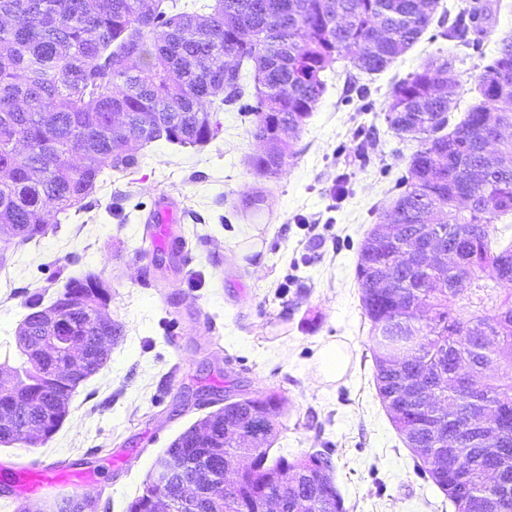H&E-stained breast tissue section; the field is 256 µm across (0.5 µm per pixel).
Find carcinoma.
<instances>
[{
    "mask_svg": "<svg viewBox=\"0 0 512 512\" xmlns=\"http://www.w3.org/2000/svg\"><path fill=\"white\" fill-rule=\"evenodd\" d=\"M170 12L142 0H0V267L4 251L46 234L44 211L65 213L112 170L139 164L138 151L113 152L110 114L147 125L142 143L200 146L218 133L215 114L242 96L240 65L254 64L251 135L263 146L254 167L283 171L296 136L322 99L332 63L379 73L428 29L438 0H168ZM484 6L474 3L442 33L484 55ZM481 99L447 133L463 88L452 62L432 61L390 94L387 126L418 142L397 194L362 243L357 281L370 322L375 381L382 403L420 470L456 512H512V242L493 221L512 214V38L478 78ZM110 293L92 273L70 278L53 306L73 323L86 355L100 367L97 337L117 341L123 327L100 324ZM41 301L15 336L13 370L22 394L41 405L0 399V439L17 428L46 429L67 415L50 380L67 362L34 355L44 335ZM276 392L224 406L204 417L210 442L190 427L157 460L171 457L198 481H218L224 464L252 458L244 484L214 500L187 504L178 483L171 512H264L283 482L281 512H345L322 453L268 463V449L239 439L250 415L282 423ZM155 489L127 512H152ZM57 512H97L83 496L57 500Z\"/></svg>",
    "mask_w": 512,
    "mask_h": 512,
    "instance_id": "1",
    "label": "carcinoma"
}]
</instances>
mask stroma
<instances>
[{"label":"stroma","mask_w":512,"mask_h":512,"mask_svg":"<svg viewBox=\"0 0 512 512\" xmlns=\"http://www.w3.org/2000/svg\"><path fill=\"white\" fill-rule=\"evenodd\" d=\"M472 2L439 0L428 30L381 73L334 63L281 175L253 169L261 146L238 104L228 103L207 144L148 143L140 168L99 184L69 215L48 212L47 234L0 269V356L31 296L51 305L69 278L88 273L111 293L107 311L123 334L77 387L46 444L0 445V480L47 457L99 472L86 488L98 512H126L156 458L223 407L225 391H275L285 429L270 458L330 457L346 512H456L420 471L378 396L355 272L359 248L417 148L383 120L394 86L431 59L449 58L463 84L451 123L480 99L485 59L439 36ZM370 127L380 142L363 162L354 149ZM257 191L261 208L246 207ZM162 195L182 203L183 241L136 250ZM331 341L346 344L352 362L343 377L321 384L315 365Z\"/></svg>","instance_id":"stroma-1"}]
</instances>
